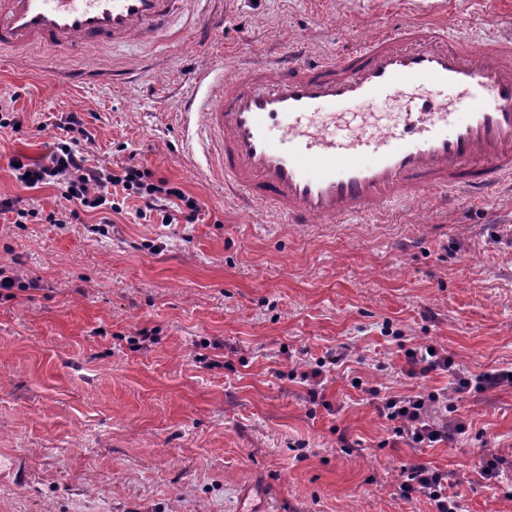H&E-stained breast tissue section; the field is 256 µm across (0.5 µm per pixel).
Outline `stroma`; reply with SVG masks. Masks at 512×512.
<instances>
[{"label": "stroma", "instance_id": "obj_1", "mask_svg": "<svg viewBox=\"0 0 512 512\" xmlns=\"http://www.w3.org/2000/svg\"><path fill=\"white\" fill-rule=\"evenodd\" d=\"M446 18L449 37L512 28V0H227L224 18L175 15L184 39L58 58L0 56V196L50 212L59 189L21 188L10 157L40 159L75 111L93 164L132 163L205 205L195 224L138 217L89 225L0 216V266L27 291L0 299V512H435L401 497V469L451 476L465 512H512V481L480 477L485 449L512 459V386L453 396L468 429L432 448L388 446L387 395L448 386L412 378L406 349L434 343L477 374L512 367V188L440 205L421 196L343 224L302 227L240 212L186 143L190 75L269 60L295 43L340 54L404 21ZM94 66L119 82L74 86ZM346 354L342 366L330 352ZM322 367L318 399L301 371ZM361 387H353V380Z\"/></svg>", "mask_w": 512, "mask_h": 512}]
</instances>
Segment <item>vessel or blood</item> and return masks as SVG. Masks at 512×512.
Listing matches in <instances>:
<instances>
[{"instance_id": "b4317fda", "label": "vessel or blood", "mask_w": 512, "mask_h": 512, "mask_svg": "<svg viewBox=\"0 0 512 512\" xmlns=\"http://www.w3.org/2000/svg\"><path fill=\"white\" fill-rule=\"evenodd\" d=\"M184 0H0V51L60 56L167 33ZM182 107L215 182L291 224L344 223L425 192L481 194L512 179V35L449 41L406 22L342 56L198 71ZM400 102V123L373 113ZM360 106L354 131L339 134Z\"/></svg>"}]
</instances>
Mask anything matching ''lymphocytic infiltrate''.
<instances>
[{"label": "lymphocytic infiltrate", "instance_id": "f902f5d3", "mask_svg": "<svg viewBox=\"0 0 512 512\" xmlns=\"http://www.w3.org/2000/svg\"><path fill=\"white\" fill-rule=\"evenodd\" d=\"M54 128L63 131L41 160L32 162L22 156L9 160L16 180L27 189L55 186L61 189L65 207L47 215L51 224H69L81 214L103 209L120 212V197L139 200L141 217L158 213L163 223L181 220L196 223L202 205L167 179L140 165L128 164L113 170L91 164L86 144L94 136L80 113L70 112L56 119ZM406 373L423 377L433 371H443L450 377L449 389L420 391L413 394L388 395L380 398L377 410L390 421L391 440L412 448H426L465 434L467 426L453 415L449 393H484L512 383V373L505 369L467 374L434 344H423L405 352ZM400 491L404 498L426 497L434 503L436 512H462L461 498L449 493L447 471L427 465H413L402 470Z\"/></svg>", "mask_w": 512, "mask_h": 512}]
</instances>
